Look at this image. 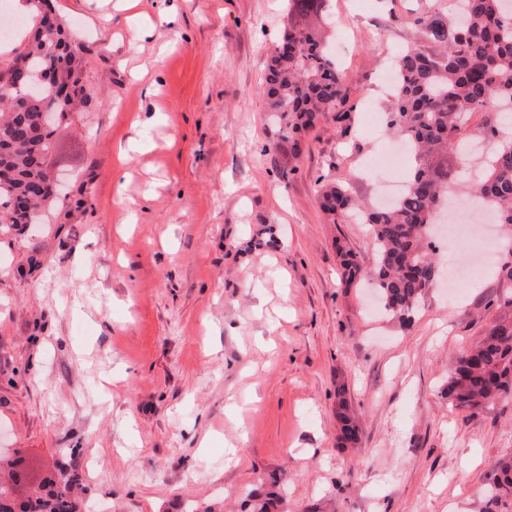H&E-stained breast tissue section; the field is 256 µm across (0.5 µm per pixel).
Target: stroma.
I'll use <instances>...</instances> for the list:
<instances>
[{
	"label": "stroma",
	"instance_id": "35a3bbf8",
	"mask_svg": "<svg viewBox=\"0 0 512 512\" xmlns=\"http://www.w3.org/2000/svg\"><path fill=\"white\" fill-rule=\"evenodd\" d=\"M450 0H329L345 111L279 146L262 94L287 0H53L79 33L92 98L55 134L63 195L0 232V456L18 494L73 466L105 512H238L282 476L288 512H480L512 450V402L477 416L443 390L497 316L494 267L449 299L448 253L409 326L346 284L366 225L332 223L324 184L377 204L396 170L361 173L390 136L382 82L415 17ZM347 399L359 425L344 442Z\"/></svg>",
	"mask_w": 512,
	"mask_h": 512
}]
</instances>
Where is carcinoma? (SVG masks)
Here are the masks:
<instances>
[{
    "instance_id": "obj_1",
    "label": "carcinoma",
    "mask_w": 512,
    "mask_h": 512,
    "mask_svg": "<svg viewBox=\"0 0 512 512\" xmlns=\"http://www.w3.org/2000/svg\"><path fill=\"white\" fill-rule=\"evenodd\" d=\"M30 2V35L18 52L33 71L50 63L52 75L37 93L21 96L8 88L11 60L0 59L1 231L38 223L40 213L58 199L52 185L53 136L86 100L76 34L58 19L53 27H40L41 13L51 8L46 0ZM326 2L288 0L297 21L273 52L263 88L295 152L301 133L344 103L343 75L326 45ZM505 2L456 0L449 14L435 12L417 19L432 47L411 49L399 57L388 112V132L405 139L418 160L401 198L385 208H365L345 181L321 193V209L334 221L356 214L370 226L375 244L372 274L381 302L403 326L411 322L438 275L425 235L453 179L448 154L465 140L467 117L476 112L483 118L475 135L496 140V150L467 192L496 215L497 223L512 226V135L496 139L504 114L512 115V15L505 14ZM49 107L57 119L42 126L40 114ZM497 279L503 313L457 358L448 377V402L473 414L512 399V258L498 264ZM337 416L344 437L354 439L357 425L345 404H340ZM81 484L78 470L62 469L57 480L19 504L0 485V512H82L73 496ZM481 496L485 512H512V453L493 463ZM279 509L283 496L276 481L245 495V512Z\"/></svg>"
}]
</instances>
